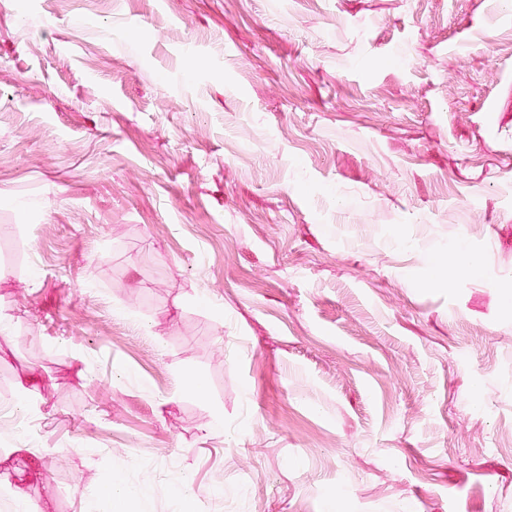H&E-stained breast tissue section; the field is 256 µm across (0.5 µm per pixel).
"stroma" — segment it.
<instances>
[{
    "instance_id": "obj_1",
    "label": "stroma",
    "mask_w": 512,
    "mask_h": 512,
    "mask_svg": "<svg viewBox=\"0 0 512 512\" xmlns=\"http://www.w3.org/2000/svg\"><path fill=\"white\" fill-rule=\"evenodd\" d=\"M1 225L0 512H512V0H0Z\"/></svg>"
}]
</instances>
